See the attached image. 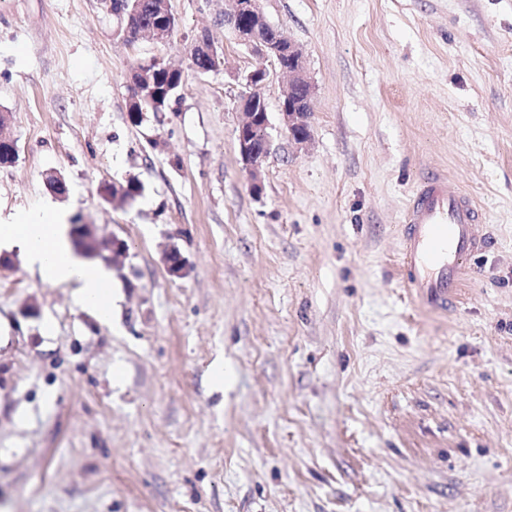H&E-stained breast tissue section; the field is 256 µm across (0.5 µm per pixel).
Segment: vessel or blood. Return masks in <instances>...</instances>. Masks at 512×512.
Listing matches in <instances>:
<instances>
[{
    "label": "vessel or blood",
    "mask_w": 512,
    "mask_h": 512,
    "mask_svg": "<svg viewBox=\"0 0 512 512\" xmlns=\"http://www.w3.org/2000/svg\"><path fill=\"white\" fill-rule=\"evenodd\" d=\"M480 223L472 198L447 176L419 178L401 226V279L421 306L445 312L461 302L472 259L491 245Z\"/></svg>",
    "instance_id": "1"
}]
</instances>
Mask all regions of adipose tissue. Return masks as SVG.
I'll return each instance as SVG.
<instances>
[{
	"instance_id": "adipose-tissue-1",
	"label": "adipose tissue",
	"mask_w": 512,
	"mask_h": 512,
	"mask_svg": "<svg viewBox=\"0 0 512 512\" xmlns=\"http://www.w3.org/2000/svg\"><path fill=\"white\" fill-rule=\"evenodd\" d=\"M14 247L43 281L77 288L83 307L102 321L111 320V280L101 266L73 254L64 214L47 205L20 214L16 223L0 224V249Z\"/></svg>"
}]
</instances>
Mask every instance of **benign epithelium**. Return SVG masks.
Returning <instances> with one entry per match:
<instances>
[{
  "label": "benign epithelium",
  "mask_w": 512,
  "mask_h": 512,
  "mask_svg": "<svg viewBox=\"0 0 512 512\" xmlns=\"http://www.w3.org/2000/svg\"><path fill=\"white\" fill-rule=\"evenodd\" d=\"M164 13L170 17L171 23L151 28L154 40L160 44L171 39L175 31L176 16L170 6H165ZM224 25L234 32L241 44L278 65L286 76V83L281 89L283 124L289 131L304 125L312 111V87L300 47L281 30L269 24L260 0H224ZM285 58L290 61L288 67L283 65ZM161 62L162 59L154 57L144 66L167 71L172 77L170 89H177L183 82L184 74L174 71L168 65H161ZM265 77L266 71L263 69L253 70L245 76L247 91L241 96V118L237 129L239 152L249 175L250 190L258 198L263 193L261 172L269 147V117L262 92ZM177 255L175 248L169 249L164 255L166 269L173 277H180L185 271L183 260L173 261Z\"/></svg>",
  "instance_id": "obj_1"
}]
</instances>
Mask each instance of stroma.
Returning <instances> with one entry per match:
<instances>
[{
  "label": "stroma",
  "instance_id": "1",
  "mask_svg": "<svg viewBox=\"0 0 512 512\" xmlns=\"http://www.w3.org/2000/svg\"><path fill=\"white\" fill-rule=\"evenodd\" d=\"M170 4L162 46L126 41L100 0H0L19 147L0 224L51 204L129 246L95 258L108 323L0 251V512H512V0H261L304 53V145L278 66L225 28L224 0ZM203 31L220 65L199 74ZM156 56L185 81L131 124V69ZM260 65L257 198L237 127ZM431 170L494 241L445 315L415 309L398 274ZM131 179L133 203L104 195ZM172 247L186 276L166 270Z\"/></svg>",
  "mask_w": 512,
  "mask_h": 512
}]
</instances>
